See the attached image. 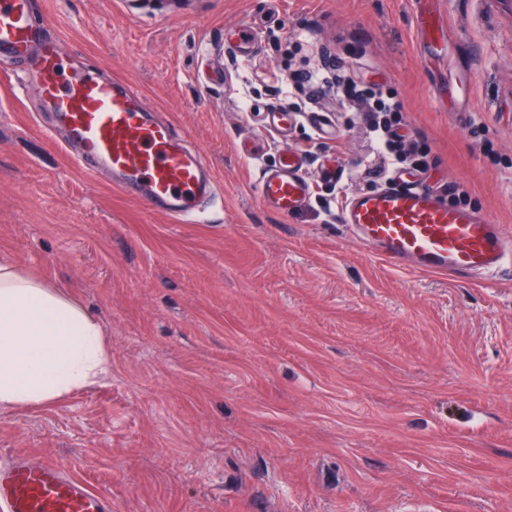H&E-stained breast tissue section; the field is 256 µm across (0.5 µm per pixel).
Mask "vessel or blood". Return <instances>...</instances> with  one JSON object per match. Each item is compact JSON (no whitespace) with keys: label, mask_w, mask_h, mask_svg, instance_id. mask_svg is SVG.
Masks as SVG:
<instances>
[{"label":"vessel or blood","mask_w":512,"mask_h":512,"mask_svg":"<svg viewBox=\"0 0 512 512\" xmlns=\"http://www.w3.org/2000/svg\"><path fill=\"white\" fill-rule=\"evenodd\" d=\"M224 35L237 52L256 44L252 25L244 21L225 28ZM0 56L36 74L39 97L85 171H110L119 189L177 220L199 217L198 202L209 188L202 156L185 148L168 124L150 117L125 81L105 79L93 67L65 71L57 39L32 21L30 0H0ZM257 191L261 205L283 215L304 206L311 188L301 155L281 146L277 165L261 171ZM341 220L395 269L459 279L493 276L512 263V238L499 225L448 206L407 173L348 197ZM0 503L8 512H112L110 498L90 492L56 459L21 453L0 465Z\"/></svg>","instance_id":"b4317fda"}]
</instances>
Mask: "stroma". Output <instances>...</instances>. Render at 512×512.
<instances>
[{"instance_id": "stroma-1", "label": "stroma", "mask_w": 512, "mask_h": 512, "mask_svg": "<svg viewBox=\"0 0 512 512\" xmlns=\"http://www.w3.org/2000/svg\"><path fill=\"white\" fill-rule=\"evenodd\" d=\"M64 64L128 81L214 179L195 223L78 168L33 79L0 60V257L63 286L108 375L0 409V463L48 455L112 512H512V272L390 268L341 222L385 169L364 113L293 70L402 105L429 178L512 235L507 0H31ZM258 36L246 61L226 25ZM294 115L287 132L267 113ZM338 136L322 138L316 117ZM262 143L251 159L241 142ZM308 203L257 200L281 142Z\"/></svg>"}]
</instances>
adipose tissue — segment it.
Listing matches in <instances>:
<instances>
[{
	"label": "adipose tissue",
	"instance_id": "adipose-tissue-1",
	"mask_svg": "<svg viewBox=\"0 0 512 512\" xmlns=\"http://www.w3.org/2000/svg\"><path fill=\"white\" fill-rule=\"evenodd\" d=\"M108 367L102 325L60 285L0 259V407L47 405Z\"/></svg>",
	"mask_w": 512,
	"mask_h": 512
}]
</instances>
